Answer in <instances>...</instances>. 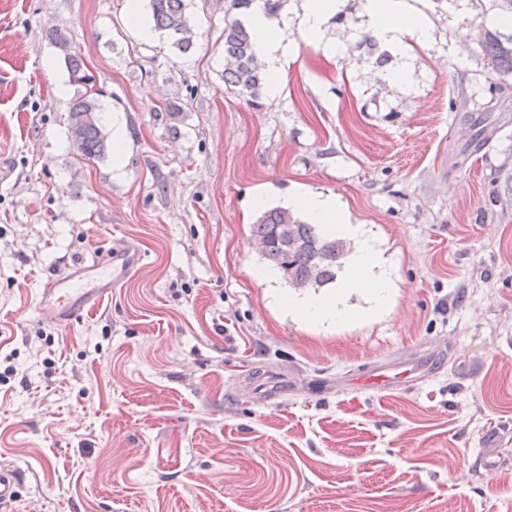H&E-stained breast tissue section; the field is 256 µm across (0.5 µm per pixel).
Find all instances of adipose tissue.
<instances>
[{
  "label": "adipose tissue",
  "mask_w": 512,
  "mask_h": 512,
  "mask_svg": "<svg viewBox=\"0 0 512 512\" xmlns=\"http://www.w3.org/2000/svg\"><path fill=\"white\" fill-rule=\"evenodd\" d=\"M365 10L379 36L388 35L397 42L408 36L419 43L426 42L430 36L424 15L409 0H365ZM248 28L257 55L269 69L281 70L288 62L289 47L283 43L274 23L263 10L258 9L250 15ZM297 205L307 211L315 223L328 225L344 236L361 238L362 244L353 255L341 286L350 291H366L376 302H385L389 282L377 250L364 240V225L347 223L333 195L306 196L299 199Z\"/></svg>",
  "instance_id": "1"
}]
</instances>
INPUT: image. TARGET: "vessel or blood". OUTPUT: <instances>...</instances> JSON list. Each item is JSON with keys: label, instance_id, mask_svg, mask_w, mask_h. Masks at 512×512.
<instances>
[{"label": "vessel or blood", "instance_id": "obj_1", "mask_svg": "<svg viewBox=\"0 0 512 512\" xmlns=\"http://www.w3.org/2000/svg\"><path fill=\"white\" fill-rule=\"evenodd\" d=\"M142 266L141 251L128 246L112 247L93 259L73 262L42 284L36 311L49 323L72 325L101 307L113 288ZM21 478L18 467L0 466V512L16 499Z\"/></svg>", "mask_w": 512, "mask_h": 512}]
</instances>
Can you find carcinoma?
Wrapping results in <instances>:
<instances>
[{
	"label": "carcinoma",
	"mask_w": 512,
	"mask_h": 512,
	"mask_svg": "<svg viewBox=\"0 0 512 512\" xmlns=\"http://www.w3.org/2000/svg\"><path fill=\"white\" fill-rule=\"evenodd\" d=\"M154 29L173 40L182 54L191 52L199 33L188 12V0H149ZM69 73L70 81L89 86L94 76L89 74L79 52L71 46L68 36L59 31L49 32ZM483 57L492 74L512 75V41L505 43L499 36L486 30L480 41ZM224 84L254 103L264 87L263 72L257 64L249 31L238 19L224 24ZM100 90H89L75 97L69 106V128L83 124L80 137L73 145L88 159L99 158L107 150V135L101 122ZM255 238L266 241L263 253L281 278L293 286L296 282H310V287L322 288L336 281L337 271L351 250L350 243L333 234H323L317 225L305 222L287 208H272L262 213L253 227Z\"/></svg>",
	"instance_id": "obj_1"
}]
</instances>
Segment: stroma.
<instances>
[{
	"instance_id": "stroma-1",
	"label": "stroma",
	"mask_w": 512,
	"mask_h": 512,
	"mask_svg": "<svg viewBox=\"0 0 512 512\" xmlns=\"http://www.w3.org/2000/svg\"><path fill=\"white\" fill-rule=\"evenodd\" d=\"M293 45L257 103L222 78L231 0H193L182 54L149 0H0V465L7 512H512V76L482 30L494 0H416L431 34L389 55L364 0L298 32L304 0H261ZM122 156L86 159L83 88ZM178 137H170L169 126ZM484 128L483 146L471 135ZM338 195L366 225L388 304L307 322L264 279L263 211ZM125 243L144 267L73 327L34 310L43 279ZM410 382L357 385L376 369ZM49 38L57 48L59 56L63 59L65 67L72 82L86 87V92L75 97L69 106V134L72 136L73 145L88 159L100 158L107 150V135L101 122L100 112L102 105L99 96H103L102 90H93L94 76L89 74L84 60L79 52L71 46L70 39L59 30L49 32ZM92 84L89 92L87 86ZM87 112H93L94 121L84 122ZM82 123L83 128L79 138L73 137L74 126ZM505 44L499 36L485 30L480 44L487 67L492 74L498 76L512 75V36ZM510 45V46H509ZM22 474L13 465L0 466V509L7 508L17 497Z\"/></svg>"
}]
</instances>
